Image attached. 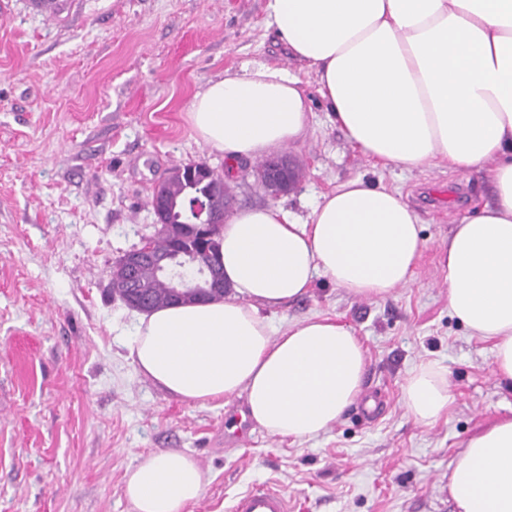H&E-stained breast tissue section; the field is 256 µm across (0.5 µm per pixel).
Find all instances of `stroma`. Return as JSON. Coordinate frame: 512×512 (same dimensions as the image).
I'll use <instances>...</instances> for the list:
<instances>
[{
    "label": "stroma",
    "instance_id": "1",
    "mask_svg": "<svg viewBox=\"0 0 512 512\" xmlns=\"http://www.w3.org/2000/svg\"><path fill=\"white\" fill-rule=\"evenodd\" d=\"M247 61L288 68L311 108L287 152L295 188L269 196L258 162H227L200 141L187 108L208 80ZM315 68L265 23L264 0H73L55 20L30 0L0 14V512H132L126 471L141 455L192 456L207 483L186 512H231L260 487L293 512H452L448 470L466 440L512 413L489 343L448 310L439 247L490 202L484 172L373 165L329 119ZM222 173L233 205L276 204L308 220L323 194L364 177L399 191L427 242L412 282L366 300L316 277L268 310L283 327L319 315L350 326L367 354L363 390L328 431L279 439L229 431L242 398L198 404L137 372L138 313L112 295L116 260L153 235V184L177 165ZM448 372L453 403L435 425L407 412L402 387L423 362Z\"/></svg>",
    "mask_w": 512,
    "mask_h": 512
}]
</instances>
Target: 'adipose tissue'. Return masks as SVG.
Masks as SVG:
<instances>
[{
  "mask_svg": "<svg viewBox=\"0 0 512 512\" xmlns=\"http://www.w3.org/2000/svg\"><path fill=\"white\" fill-rule=\"evenodd\" d=\"M265 12L316 69L331 122L369 159L485 171L493 201L456 224L440 264L451 314L492 343L493 374L512 386V0H266ZM310 117L299 78L261 62L207 82L188 110L197 138L232 161L300 141ZM421 231L401 193L360 177L323 195L304 223L278 207L236 210L221 247L232 294L142 315L132 361L181 399L238 396L269 435L317 437L361 396L363 343L329 317L274 330L262 309L302 297L319 275L383 297L412 281ZM403 399L416 422L436 423L452 400L447 372L419 364ZM204 486L192 456L151 453L128 470L124 494L133 512H185ZM448 495L453 512H512V415L465 442Z\"/></svg>",
  "mask_w": 512,
  "mask_h": 512,
  "instance_id": "ef3b65f1",
  "label": "adipose tissue"
}]
</instances>
